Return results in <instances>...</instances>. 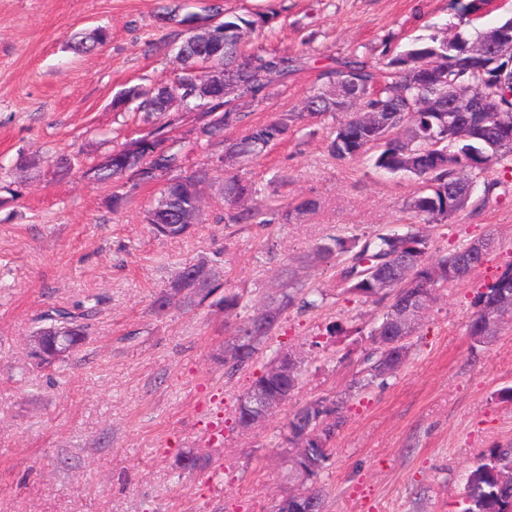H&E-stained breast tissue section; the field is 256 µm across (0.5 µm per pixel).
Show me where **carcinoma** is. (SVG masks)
<instances>
[{
	"instance_id": "obj_1",
	"label": "carcinoma",
	"mask_w": 512,
	"mask_h": 512,
	"mask_svg": "<svg viewBox=\"0 0 512 512\" xmlns=\"http://www.w3.org/2000/svg\"><path fill=\"white\" fill-rule=\"evenodd\" d=\"M277 16L271 9L252 18L238 15L224 17V44L214 62L235 73L242 86L238 104L224 108V100H212L210 119L203 126L206 140L224 130L247 125L250 113L245 105L257 99L269 86L275 75L286 74L298 66V58L288 55H243L245 33L268 27ZM461 33L448 38L432 37L417 40L405 51L386 56L379 63L357 57L336 61V66L324 71L320 83L302 101V111L278 115L259 125H248L241 137L231 141L239 160L258 158L265 153L264 145L282 140L295 120L307 114L311 117H339L327 144V151L338 159L372 154L376 168L390 174L417 177L425 184L424 190L412 197L406 206L424 224H446L457 213L471 205L476 210L486 208L497 182L482 179L493 164L512 167V54L499 58H478L469 52L473 42ZM184 60L176 77L179 95L193 94L195 75L193 67L203 58L206 49L187 37L183 43ZM463 79L472 83L482 94L497 103L495 112H436L434 107L447 105L448 89ZM131 100L135 109L145 112H163L167 100L157 92L140 86L122 91L114 101L118 107ZM363 111L383 113L384 124L373 128L360 119ZM125 148L112 151L105 164L91 171L96 181L109 184L119 179ZM148 180L166 179L159 196L167 198L162 209L147 210L146 221L153 232L178 238L182 232L180 215L192 207L196 197L203 194L209 181L205 170L189 175H176L179 156L170 151L164 156L149 158ZM483 181V192L473 196L474 186ZM251 188L235 173V167H224V201L229 206V224H270L268 210L260 203L248 205L245 198ZM489 251H479L466 243L451 252L432 251V238L424 231L408 226L400 231L391 229L376 235L331 236L313 249V260L328 265L336 262L337 275L344 285V293L385 304V312L371 324L368 336L375 348L363 357L365 368L351 379L349 390L357 392L375 385H384L391 375L381 371L383 360L390 355L383 345L391 326L386 322L388 312L407 296L430 293L436 299L437 289L467 279L482 266ZM204 272L199 278L181 272L177 282L185 288L183 301L201 306L215 292L211 269L199 265ZM392 282V288L380 292L375 288L376 278ZM315 288L291 286L282 292L277 311L291 308L309 311L319 307ZM492 304L512 307V263L507 264L495 279L484 285L474 296L473 312L468 333L476 344L484 338L483 310ZM64 320L71 328L76 346L86 338L87 324L66 310L46 312L42 320ZM279 317L263 321L252 317L236 329L224 347L225 374L234 376L258 358L269 340ZM301 374L293 381L270 377L258 372L248 390L290 397L299 384ZM340 409L343 401L320 397L310 400L288 416L286 429L310 427L311 437L305 450L294 459V475L300 480L304 494L298 512H321L325 504V487L319 483L321 473L328 467L332 455L330 441L333 435L318 431L319 419L325 405ZM512 469V445H493L484 450L469 473L462 512H512V487L501 482L502 474Z\"/></svg>"
}]
</instances>
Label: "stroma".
<instances>
[{"mask_svg": "<svg viewBox=\"0 0 512 512\" xmlns=\"http://www.w3.org/2000/svg\"><path fill=\"white\" fill-rule=\"evenodd\" d=\"M470 0H224L225 12L273 8L271 27L245 52L288 54L299 70L274 79L252 103L258 124L297 108L337 59L372 62L417 39L473 37L512 17V0L481 14ZM208 0H0V512H272L294 481L279 434L310 399H344L345 422L320 477L325 512H462L469 470L486 448L512 443V327L474 344L472 300L512 261V171L492 165L495 199L432 228L449 250L485 233L496 246L467 280L439 291L411 338L409 357L387 384L346 395L372 343L362 329L382 308L342 292L333 268L309 262L331 234H375L417 219L406 201L422 181L389 175L369 157L327 151L331 118L291 128L237 173L259 200L315 211L289 221L228 224L215 177L220 141L197 139V113L117 112L124 89L173 80L186 33L162 23L168 9L203 14ZM101 28L90 53L76 41ZM156 130L169 135L184 173L205 169L202 220L190 235L152 233L146 211L157 184L91 181L87 169L114 148ZM125 196L112 210V193ZM207 262L219 293L243 306L157 310L183 268ZM323 291L319 308L290 309L273 345L304 354L288 402L250 434L234 429L237 397L272 354L233 377L224 343L256 309L274 307L288 282ZM95 307L87 340L67 365L35 368L26 339L51 307ZM341 323L348 334L326 332ZM210 465L186 472L187 452Z\"/></svg>", "mask_w": 512, "mask_h": 512, "instance_id": "1", "label": "stroma"}]
</instances>
